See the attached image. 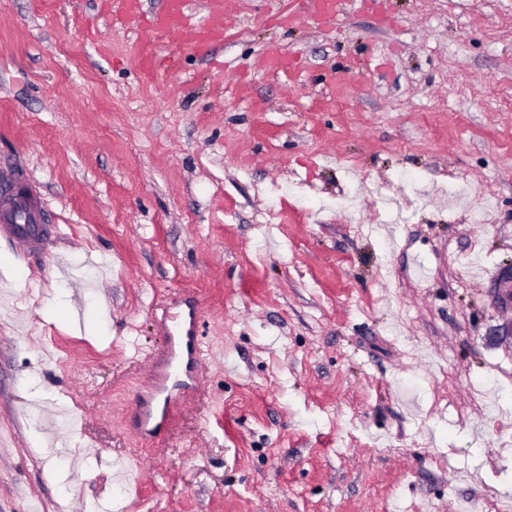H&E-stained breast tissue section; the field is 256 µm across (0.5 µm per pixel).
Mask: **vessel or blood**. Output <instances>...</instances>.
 Instances as JSON below:
<instances>
[{"instance_id": "1", "label": "vessel or blood", "mask_w": 512, "mask_h": 512, "mask_svg": "<svg viewBox=\"0 0 512 512\" xmlns=\"http://www.w3.org/2000/svg\"><path fill=\"white\" fill-rule=\"evenodd\" d=\"M212 20H192L188 0H163L162 11L143 29L146 40L159 35L189 37L196 45H207L224 38V0H212ZM0 241L15 246L19 259H27L35 247L33 225L12 220L10 215L0 216ZM201 308L197 301L187 299L179 304L176 312H163L161 325L168 337L166 347L151 354L150 389L141 398L138 426L144 436H155L171 422L176 399L185 391L198 388L202 380L205 352L198 334Z\"/></svg>"}]
</instances>
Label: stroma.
<instances>
[{"label":"stroma","instance_id":"stroma-1","mask_svg":"<svg viewBox=\"0 0 512 512\" xmlns=\"http://www.w3.org/2000/svg\"><path fill=\"white\" fill-rule=\"evenodd\" d=\"M118 9L0 0V205L50 228L0 247V512L512 500V0H228L207 49ZM187 290L204 379L146 440Z\"/></svg>","mask_w":512,"mask_h":512}]
</instances>
